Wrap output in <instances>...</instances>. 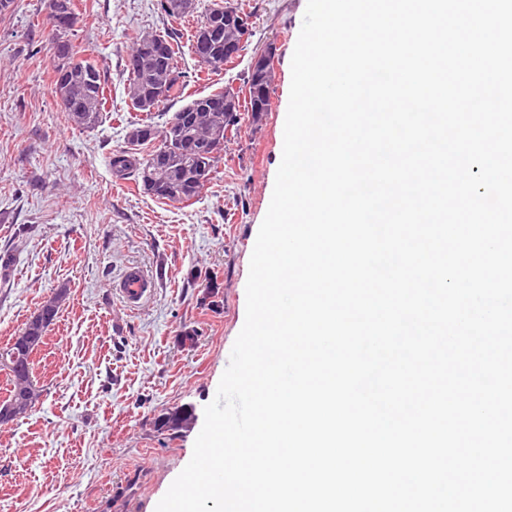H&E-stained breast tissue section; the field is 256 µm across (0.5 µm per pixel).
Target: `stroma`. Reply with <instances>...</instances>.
I'll return each mask as SVG.
<instances>
[{
    "instance_id": "35a3bbf8",
    "label": "stroma",
    "mask_w": 512,
    "mask_h": 512,
    "mask_svg": "<svg viewBox=\"0 0 512 512\" xmlns=\"http://www.w3.org/2000/svg\"><path fill=\"white\" fill-rule=\"evenodd\" d=\"M248 20L234 63L213 73L191 53L192 17L156 0H74L72 38L106 78V118L71 123L53 92L49 0L0 15V348L59 288L68 295L33 375L42 398L0 426V512H155L190 461L197 430L160 435L159 411L215 397L244 321L246 282L281 162L291 58L307 0H228ZM180 36L188 94L242 87L256 52L276 47L272 107L224 142L217 173L188 204L158 201L109 164L128 124L131 37ZM131 265L152 295L134 311L116 293ZM216 276L218 293L205 285ZM201 330L197 341L185 333Z\"/></svg>"
}]
</instances>
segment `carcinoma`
Returning <instances> with one entry per match:
<instances>
[{"label":"carcinoma","instance_id":"cac0c4a2","mask_svg":"<svg viewBox=\"0 0 512 512\" xmlns=\"http://www.w3.org/2000/svg\"><path fill=\"white\" fill-rule=\"evenodd\" d=\"M65 20L58 26L51 42L54 62V91L70 98L73 107L66 110L70 121L84 128L95 127L102 119L107 97L105 77L97 66L82 57L74 44L71 33L76 24L73 0H57ZM158 10L172 19H182L197 13L198 0H157ZM214 10L202 12L192 34L191 50L197 55L202 52L208 27L215 23ZM176 33L145 34L131 37V55L139 59V67L129 71L128 96L133 109L140 112V95L149 89L159 90L158 102L172 101L183 97L187 75L176 62ZM164 46L163 59L157 60L146 52L155 42ZM208 56L212 63L210 71H219L232 63L235 57L224 56V44L210 45ZM272 77L257 76L248 72L243 88L236 90V111L224 112V96L228 89L213 91L193 98L172 113L164 125L158 126L147 119L126 127L125 146L112 154L113 173L124 178L134 177L141 190L158 199L172 204H184L197 198L212 179L219 161V155L210 150V142L218 136L226 138L236 134L242 124H258L263 113L269 111ZM169 137L166 147L158 145L160 135ZM64 290L55 294L38 309L40 317H31L19 335L13 338L0 356L7 358L17 347L19 337L32 336V347L36 348L50 325L56 320L62 303L66 300ZM0 367L9 369L6 373L11 390L9 397H15L32 381L33 361L27 359L23 371L17 372L0 361ZM193 414L185 404L173 405L160 410L155 419L156 432L183 430L190 423Z\"/></svg>","mask_w":512,"mask_h":512}]
</instances>
